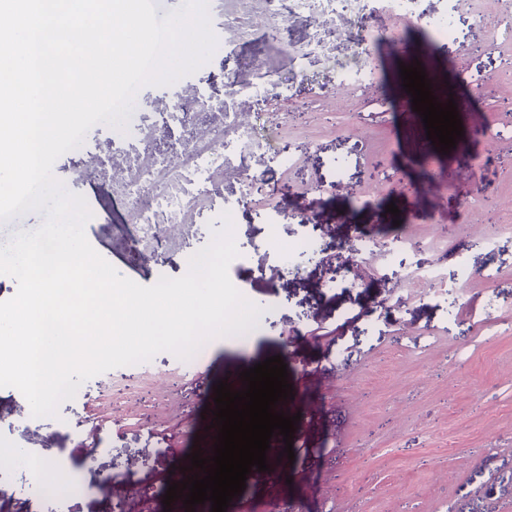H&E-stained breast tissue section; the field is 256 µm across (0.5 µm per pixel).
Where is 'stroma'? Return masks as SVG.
I'll return each mask as SVG.
<instances>
[{"instance_id": "obj_1", "label": "stroma", "mask_w": 512, "mask_h": 512, "mask_svg": "<svg viewBox=\"0 0 512 512\" xmlns=\"http://www.w3.org/2000/svg\"><path fill=\"white\" fill-rule=\"evenodd\" d=\"M443 9L420 0L406 28L377 10L360 49L353 24L327 26L324 51L309 56L310 14L288 15L273 39L249 24L264 0H209L211 59L143 87L141 129L88 131L95 178L71 154L57 159L66 190L95 203L91 246L143 286L178 277L231 211L240 255L229 278L265 310L252 335L216 338L198 362L161 352L89 379L54 417H32L20 391L0 388V443L67 464L77 480L62 512H187L164 495L187 455L214 454L217 385L242 390V371L276 355L293 386L294 456L276 457L273 434L268 470L251 471L226 512H512V25L492 0H462L443 39ZM228 13L237 27L224 28ZM416 63L464 129L484 128L468 148L442 153L428 140L400 75ZM229 71L247 88L237 109L258 150L246 176L263 179V194L241 202L244 176L214 172L215 190L167 240L143 235L113 170L144 161L153 114L175 96L200 93L222 125ZM277 83L287 96L254 93ZM395 236L411 247L352 254ZM305 242L314 249L303 254ZM154 252L161 264L147 262ZM435 266L438 283L417 279ZM30 482L25 466L0 471V512H46Z\"/></svg>"}]
</instances>
